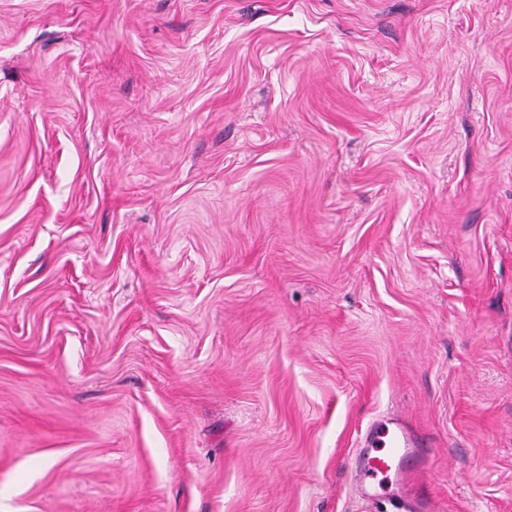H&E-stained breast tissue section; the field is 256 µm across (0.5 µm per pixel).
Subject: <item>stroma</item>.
Wrapping results in <instances>:
<instances>
[{
  "label": "stroma",
  "mask_w": 512,
  "mask_h": 512,
  "mask_svg": "<svg viewBox=\"0 0 512 512\" xmlns=\"http://www.w3.org/2000/svg\"><path fill=\"white\" fill-rule=\"evenodd\" d=\"M512 512V0H0V512ZM419 446L417 437L403 420L390 418L373 422L366 431L364 449L354 465L359 488L368 498H378L389 491V484H393V495L403 501V508L408 512L439 511L428 496L417 491L408 495L405 490V483L421 472H410L423 455V448Z\"/></svg>",
  "instance_id": "obj_1"
}]
</instances>
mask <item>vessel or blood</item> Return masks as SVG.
<instances>
[{"label":"vessel or blood","mask_w":512,"mask_h":512,"mask_svg":"<svg viewBox=\"0 0 512 512\" xmlns=\"http://www.w3.org/2000/svg\"><path fill=\"white\" fill-rule=\"evenodd\" d=\"M422 455L417 437L403 420L390 418L373 422L355 461L357 484L370 498L394 492L402 499L406 512H437L431 498L405 490L411 468Z\"/></svg>","instance_id":"vessel-or-blood-1"}]
</instances>
